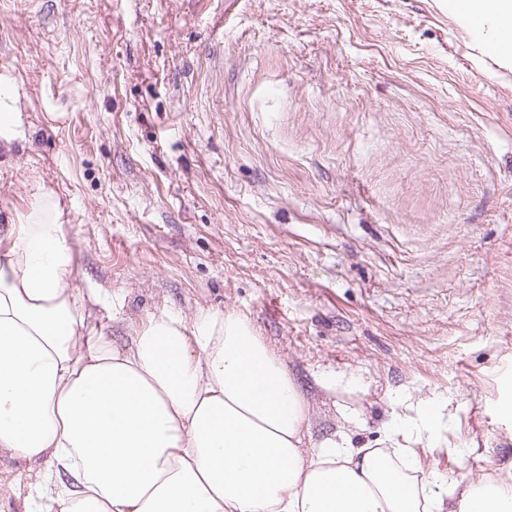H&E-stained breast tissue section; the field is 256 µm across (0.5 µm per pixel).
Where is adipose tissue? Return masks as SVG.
I'll use <instances>...</instances> for the list:
<instances>
[{"label": "adipose tissue", "mask_w": 512, "mask_h": 512, "mask_svg": "<svg viewBox=\"0 0 512 512\" xmlns=\"http://www.w3.org/2000/svg\"><path fill=\"white\" fill-rule=\"evenodd\" d=\"M448 6L512 22V0ZM59 216L39 190L0 230V448L52 461L48 512H512L500 479L415 484L443 407L395 419L390 457L343 431L313 443L294 380L243 317L213 312L189 335L165 309L130 345L92 335Z\"/></svg>", "instance_id": "adipose-tissue-1"}]
</instances>
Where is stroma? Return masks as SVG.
<instances>
[{"mask_svg":"<svg viewBox=\"0 0 512 512\" xmlns=\"http://www.w3.org/2000/svg\"><path fill=\"white\" fill-rule=\"evenodd\" d=\"M4 72L0 225L54 192L96 333L242 315L314 441L439 401L420 479L512 473V65L448 0H0ZM11 90V79L0 74V143L10 144L23 137L21 113Z\"/></svg>","mask_w":512,"mask_h":512,"instance_id":"stroma-1","label":"stroma"}]
</instances>
